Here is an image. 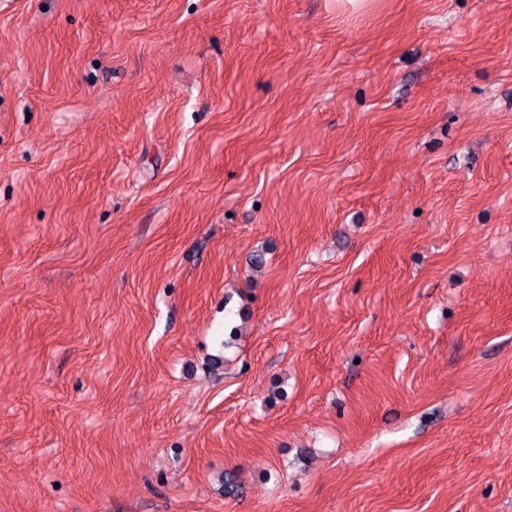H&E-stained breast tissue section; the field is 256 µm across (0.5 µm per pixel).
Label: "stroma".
Returning a JSON list of instances; mask_svg holds the SVG:
<instances>
[{
  "instance_id": "35a3bbf8",
  "label": "stroma",
  "mask_w": 512,
  "mask_h": 512,
  "mask_svg": "<svg viewBox=\"0 0 512 512\" xmlns=\"http://www.w3.org/2000/svg\"><path fill=\"white\" fill-rule=\"evenodd\" d=\"M0 512H512V0H0Z\"/></svg>"
}]
</instances>
